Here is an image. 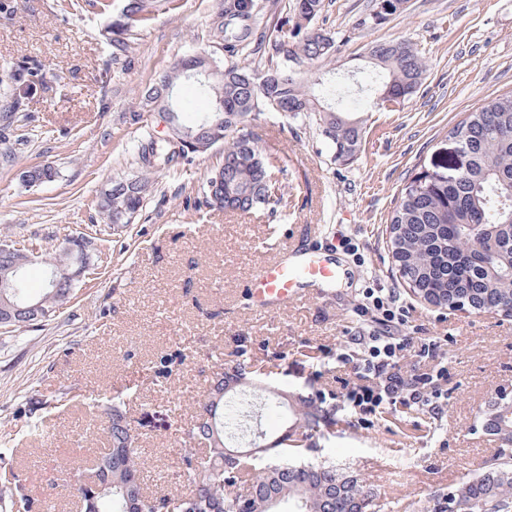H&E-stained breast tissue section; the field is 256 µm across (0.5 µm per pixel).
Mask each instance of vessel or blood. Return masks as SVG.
I'll use <instances>...</instances> for the list:
<instances>
[{
    "mask_svg": "<svg viewBox=\"0 0 512 512\" xmlns=\"http://www.w3.org/2000/svg\"><path fill=\"white\" fill-rule=\"evenodd\" d=\"M341 268L335 262L319 259L293 242H282L277 254L259 265L246 290L253 306L273 313L299 298L311 287L334 286Z\"/></svg>",
    "mask_w": 512,
    "mask_h": 512,
    "instance_id": "1",
    "label": "vessel or blood"
}]
</instances>
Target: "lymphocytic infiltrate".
<instances>
[{"label": "lymphocytic infiltrate", "instance_id": "f902f5d3", "mask_svg": "<svg viewBox=\"0 0 512 512\" xmlns=\"http://www.w3.org/2000/svg\"><path fill=\"white\" fill-rule=\"evenodd\" d=\"M360 315L371 316L349 336V348L328 349L324 365H352L335 399L361 419L397 406L439 414L448 405V360L438 338L405 334L410 307L392 288H369Z\"/></svg>", "mask_w": 512, "mask_h": 512}]
</instances>
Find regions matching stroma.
I'll use <instances>...</instances> for the list:
<instances>
[{
    "label": "stroma",
    "mask_w": 512,
    "mask_h": 512,
    "mask_svg": "<svg viewBox=\"0 0 512 512\" xmlns=\"http://www.w3.org/2000/svg\"><path fill=\"white\" fill-rule=\"evenodd\" d=\"M373 3L324 0L316 23L337 35L336 75L369 82L368 47L396 39L415 43L430 70L416 97L392 111L356 93L337 98L364 122L354 163H336L317 126L256 112L246 128L260 135L272 179L286 187L277 212L187 205L223 164L216 147L156 173L134 222L109 226L96 213L97 193L112 179L138 176L136 142L165 133L143 93L186 50L213 51L212 22L224 0H171L118 57L107 27L123 0H112L108 13L96 0H0V71L17 75L8 92L17 107L0 111V236L42 252L85 234L108 249L61 314L0 328V436L11 435L13 467L37 506L74 512L59 465L103 450L85 434L102 423L91 392L122 393L140 432L147 484L180 490V440L213 354L248 336L257 356L285 355L272 385L305 396L339 389L344 370L318 375L317 358L347 339L364 289L378 285L410 305L411 336L442 338L448 406L437 416L401 408L366 426L340 422L326 455L374 487L369 512H427L496 456L483 425L499 395L512 397V317L420 302L391 270L384 228L401 188L452 153L449 130L485 98L512 91V0H408L382 24L360 26ZM43 164L56 168L55 181L29 185L24 172ZM343 235L358 251L340 245ZM305 236L333 250L345 278L273 314L246 308L243 287L269 248ZM178 346L187 360L171 388L143 381V367ZM35 419L46 437L31 434Z\"/></svg>",
    "instance_id": "stroma-1"
}]
</instances>
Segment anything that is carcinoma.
Masks as SVG:
<instances>
[{
    "mask_svg": "<svg viewBox=\"0 0 512 512\" xmlns=\"http://www.w3.org/2000/svg\"><path fill=\"white\" fill-rule=\"evenodd\" d=\"M362 24L377 25L396 14L395 0H383ZM167 0H127L122 20L112 26V48L124 53L133 32L166 9ZM253 5L243 0H224V11L213 22V35L224 43V58L214 61L216 72L197 83L200 96L213 102L211 111L187 125L181 113H167L176 127L197 134L194 143L173 138L148 137L136 145L143 175L112 183L110 192L96 200V210L106 224H125L142 210L153 182L149 174L177 166L191 154L224 147V164L215 168L201 189L197 206L211 210L250 212L273 210L281 201L274 194L258 134L238 132L254 112H279L292 119L314 123L334 148L335 159L349 164L360 151L362 121L336 108V82L319 97L308 84L323 81L320 71L332 62L336 37L322 27H303L298 18L316 19L324 0H295L294 10L282 14L267 33L258 25L238 19L252 18ZM371 62L379 73V93L407 102L426 79L427 64L409 40L377 43ZM260 53L268 68L259 72L240 65L239 57ZM196 55L179 57L146 91L145 101L160 113L173 100L185 79V68ZM220 122L221 140L212 138L209 127ZM449 137L462 141L467 167L458 180L420 181L415 176L401 189L389 218L393 263L400 278L417 295L444 304L448 309L496 311L512 317V92L498 95L454 125ZM28 183L39 186L55 180L49 164L27 171ZM476 242L480 253L461 259ZM45 271L74 265L75 255L60 247L52 253L33 256ZM22 271L12 279L13 288L0 299V315L8 305L40 301L45 310L40 320L31 317L11 324L13 328L37 326L56 316L77 294L78 286L42 288L33 295L26 277L29 258L17 257ZM182 359L177 353L157 357L149 369L154 385L172 384ZM264 360L253 353L247 336L239 337L234 359L204 378L199 411L186 430L181 448L186 490L176 494H148L144 490V463L139 455V433L127 419L123 399L114 396L97 400L106 415L102 431L110 447L90 467L74 461L67 467V482L76 491L80 512H363L374 489L347 469L330 460L312 462L316 451L312 438L336 427V406L318 396L299 398L293 434L276 438L266 452L230 459L228 437L245 434L253 441L266 440L260 424L266 415L288 419V393L266 391V398L253 401L225 391L230 383L267 375ZM98 470L106 471L108 487L99 492L85 479ZM512 512V454L484 463L481 472L448 495L433 502L431 512ZM31 500L25 485L16 479L0 486V512H30Z\"/></svg>",
    "mask_w": 512,
    "mask_h": 512,
    "instance_id": "obj_1",
    "label": "carcinoma"
}]
</instances>
